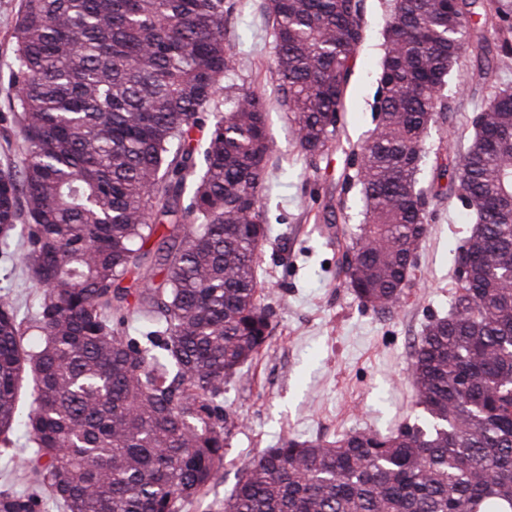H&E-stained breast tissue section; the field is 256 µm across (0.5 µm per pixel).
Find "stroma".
<instances>
[{
	"mask_svg": "<svg viewBox=\"0 0 512 512\" xmlns=\"http://www.w3.org/2000/svg\"><path fill=\"white\" fill-rule=\"evenodd\" d=\"M266 3L238 0L225 37L239 60L236 83L271 101L268 124L277 150L268 164L271 179L262 205L272 231L261 247L256 278L274 317L260 354L224 386L222 405L237 424L219 476L181 512H222L243 465L281 437L334 440L350 431L386 433L413 422L417 411L408 362L426 324L449 310L452 251L466 231L467 213L458 200H433L400 310L382 317L354 299L336 277V237L359 223L363 200L357 188L344 185L341 174L376 124L389 0H364L367 36L354 55L340 129L328 154L314 161L295 142L292 113L275 100ZM18 7V0H0V113L15 93L8 64ZM495 82L512 83V66L485 79L469 58L451 72L444 90L448 110L432 131L433 155L424 178H431L436 163L459 157L472 134L471 118Z\"/></svg>",
	"mask_w": 512,
	"mask_h": 512,
	"instance_id": "obj_1",
	"label": "stroma"
}]
</instances>
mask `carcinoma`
<instances>
[{
  "label": "carcinoma",
  "mask_w": 512,
  "mask_h": 512,
  "mask_svg": "<svg viewBox=\"0 0 512 512\" xmlns=\"http://www.w3.org/2000/svg\"><path fill=\"white\" fill-rule=\"evenodd\" d=\"M234 8L20 0L0 121L19 127L25 157L0 169V254L35 296L25 328L0 294V436L21 443L16 469L63 512H180L224 464V383L266 344L254 268L273 142L267 98L233 82ZM267 10L277 100L313 160L339 130L363 0ZM384 36L378 122L344 175L363 219L336 261L377 314L406 299L441 196L420 183L448 74L466 53L487 71L512 58V0H391ZM472 126L455 169L437 167L469 228L452 250L450 311L408 364L417 421L285 437L244 466L224 512H512L511 84L492 86ZM36 505L0 492V512Z\"/></svg>",
  "instance_id": "obj_1"
}]
</instances>
